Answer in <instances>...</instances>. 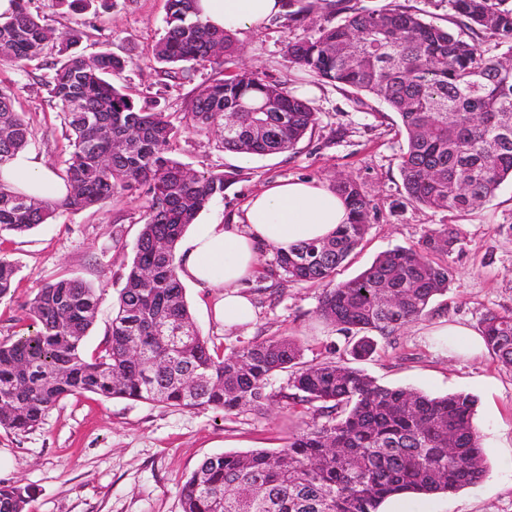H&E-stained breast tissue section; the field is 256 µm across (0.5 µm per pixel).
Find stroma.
<instances>
[{
    "label": "stroma",
    "instance_id": "obj_1",
    "mask_svg": "<svg viewBox=\"0 0 512 512\" xmlns=\"http://www.w3.org/2000/svg\"><path fill=\"white\" fill-rule=\"evenodd\" d=\"M46 2L33 0V6L44 10L56 32H84L76 52L109 49L123 56L127 66L120 86L172 117L181 116L195 89L215 75L208 62L187 66L175 79L151 67L152 47L166 28L165 0H76L55 8ZM296 32L285 14L264 28L238 32L240 64L272 80L286 79L285 46ZM46 76L35 66L0 60V83L13 89L18 110L34 130L30 149L53 168L66 141ZM294 90L309 100L317 125L292 151L245 161L224 152L214 134L181 135L175 152L181 162L200 171L234 174L223 196L209 203L189 233L228 221L251 193L268 183L315 178L329 185L342 172L358 180L375 210L338 279L356 277L379 255L412 246L428 230L444 224L457 228L462 247L448 258L454 275L447 293L435 298L429 315L379 339L374 357L360 361L359 367L387 387L431 396L463 392L476 400L474 426L487 474L477 485L422 498L426 512H512V368L488 353L472 360L459 356L456 349L463 337L438 333L449 323L477 329L489 309L512 311V181L467 215L409 204L399 170L406 143L397 114L379 100L357 102L355 94L309 75ZM140 229L138 203L123 199L97 211L62 214L24 235L0 231V254L18 267L10 295L0 301V341L28 331L26 302L64 275L101 291L97 320L84 341L85 353L96 354L106 340L112 303L124 286L122 274L134 256ZM272 262V250L259 255L261 273L249 288L255 319L232 331L213 316L215 293L186 285L200 333L226 350L269 336H294L303 342L309 363L343 348L342 334L317 315L321 286L278 282L268 275ZM271 390L276 399L266 411L245 407L230 414L104 400L89 393L65 398L35 430L0 429V483L29 487L34 493L29 512H181V486L205 458L285 445L296 421L287 399V374L276 375Z\"/></svg>",
    "mask_w": 512,
    "mask_h": 512
}]
</instances>
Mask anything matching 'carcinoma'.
Listing matches in <instances>:
<instances>
[{
  "label": "carcinoma",
  "instance_id": "1",
  "mask_svg": "<svg viewBox=\"0 0 512 512\" xmlns=\"http://www.w3.org/2000/svg\"><path fill=\"white\" fill-rule=\"evenodd\" d=\"M15 2L12 13L0 14V49L6 60L52 69L45 85L67 140L66 157L54 171L68 194L43 200L0 182V230L24 235L62 212L96 211L123 198L140 202L141 230L97 354L86 356L83 344L100 290L61 277L28 302L33 330L0 343V428L31 431L60 401L85 393L184 409L261 411L272 400V378L287 373L291 404L314 409L324 421L294 428L276 451L204 459L181 487L182 512H379L395 494L423 497L479 483L487 466L471 396L386 387L333 354L308 364L293 336L224 353L194 324L178 247L199 213L224 194L227 175L179 161L181 130L211 132L229 113L236 129L217 137L224 151L282 154L315 128L309 102L284 82L238 67L199 88L176 124L109 80L125 69L122 56L104 50L88 62L70 54L84 32L68 31L57 42L45 17L29 10L30 0ZM193 2L167 0V30L152 61L168 77L194 62L221 67L239 53L233 33L207 26ZM350 2L324 0L342 19L289 39L288 62L377 98L398 115L409 204L464 214L482 207L512 180V45L490 56L418 13L398 6L364 12ZM448 4L457 24L476 38L495 37L497 48L512 38V0ZM54 54L66 60L49 61ZM32 136L13 90L0 85V166L27 149ZM332 189L348 203L350 221L326 241L274 251L271 274L325 286L318 316L343 333L352 359L364 360L376 353V336L389 337L426 316L435 296L447 292L453 268L446 257L461 248V238L447 225L431 229L417 245L390 250L356 277L338 281V268L363 240L374 206L351 175L337 177ZM16 273L0 255V299ZM479 331L488 351L512 367V312L486 311ZM192 375L199 379L194 388L187 386ZM31 497L25 486L0 484V512H26Z\"/></svg>",
  "mask_w": 512,
  "mask_h": 512
}]
</instances>
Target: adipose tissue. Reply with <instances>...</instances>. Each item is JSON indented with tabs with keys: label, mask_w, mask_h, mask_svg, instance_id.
Here are the masks:
<instances>
[{
	"label": "adipose tissue",
	"mask_w": 512,
	"mask_h": 512,
	"mask_svg": "<svg viewBox=\"0 0 512 512\" xmlns=\"http://www.w3.org/2000/svg\"><path fill=\"white\" fill-rule=\"evenodd\" d=\"M285 9L284 0H197L207 24L229 32L267 26ZM0 182L32 196L60 200L67 188L51 168L23 150L0 166ZM344 199L317 179L280 180L250 195L230 223H214L190 236L179 253V277L216 290V320L233 329L249 323L253 307L246 288L257 274L261 250H288L326 238L347 223Z\"/></svg>",
	"instance_id": "ef3b65f1"
}]
</instances>
